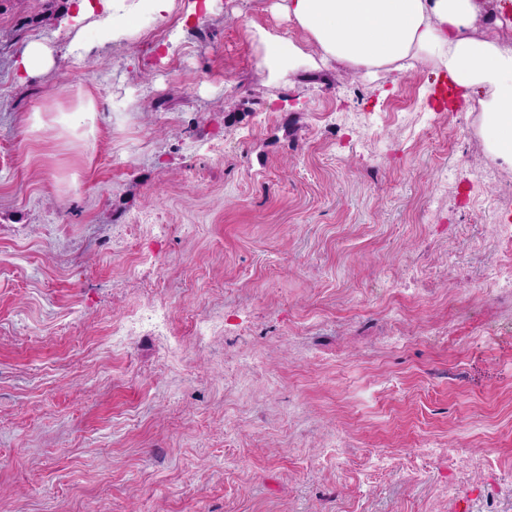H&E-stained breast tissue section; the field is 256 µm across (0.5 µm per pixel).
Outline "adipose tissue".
I'll use <instances>...</instances> for the list:
<instances>
[{
	"mask_svg": "<svg viewBox=\"0 0 512 512\" xmlns=\"http://www.w3.org/2000/svg\"><path fill=\"white\" fill-rule=\"evenodd\" d=\"M172 5L173 0H69L68 12L73 24L94 19L101 40L117 41L133 36L139 19H164ZM279 8L306 41L249 26L257 67L268 80L331 61L368 76L430 64L453 88L475 96L477 131L488 152L512 164V44L501 39L502 23L490 0H281ZM61 50L84 58L92 48L76 33ZM61 50L31 41L16 67L23 79L41 76ZM97 115L95 99L87 97L50 120L44 107H36L24 124L28 133L54 139L65 131L93 133Z\"/></svg>",
	"mask_w": 512,
	"mask_h": 512,
	"instance_id": "1",
	"label": "adipose tissue"
}]
</instances>
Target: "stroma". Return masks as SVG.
Instances as JSON below:
<instances>
[{
	"label": "stroma",
	"mask_w": 512,
	"mask_h": 512,
	"mask_svg": "<svg viewBox=\"0 0 512 512\" xmlns=\"http://www.w3.org/2000/svg\"><path fill=\"white\" fill-rule=\"evenodd\" d=\"M193 3L22 83L67 0H0V512H512V166L430 65L270 83L277 0ZM57 52L56 47L41 40L29 42L16 62L23 81L49 72L55 65ZM44 112H49L46 106L36 107L23 119L28 133L50 139L61 136L63 131L77 135L79 129H83L80 136L73 140H83L87 134H92L98 115V106L92 96L81 99L80 102L66 111L58 112V115L46 120Z\"/></svg>",
	"instance_id": "1"
}]
</instances>
